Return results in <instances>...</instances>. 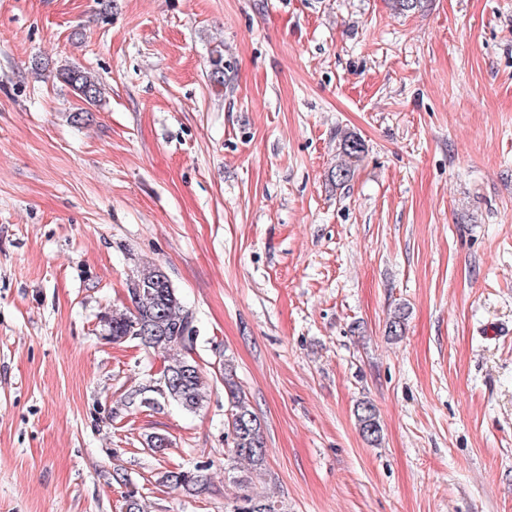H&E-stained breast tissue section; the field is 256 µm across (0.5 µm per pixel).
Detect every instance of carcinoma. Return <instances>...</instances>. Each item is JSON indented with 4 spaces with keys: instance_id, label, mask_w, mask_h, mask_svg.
I'll use <instances>...</instances> for the list:
<instances>
[{
    "instance_id": "obj_1",
    "label": "carcinoma",
    "mask_w": 512,
    "mask_h": 512,
    "mask_svg": "<svg viewBox=\"0 0 512 512\" xmlns=\"http://www.w3.org/2000/svg\"><path fill=\"white\" fill-rule=\"evenodd\" d=\"M62 79L78 97L94 105L102 100L104 89L89 73L77 68H67L60 73ZM363 140L355 133L347 132L339 141L340 161L336 164L333 178L338 186L353 181L364 159ZM128 294L133 309L109 315L103 331L113 339L126 337L137 339L143 345L167 354V364L161 379L172 385H161L159 394L163 401L173 402L183 410H198L205 398L206 380L191 357L193 350L192 315L181 300L165 272L156 265L138 270L130 279ZM224 391L228 409L224 414V441L229 460L246 467V473L238 478L242 493L236 498L230 512H281L276 502L252 490L253 476L265 466L266 450L262 425L249 400L235 381L232 362L224 360ZM355 416L365 440L375 445L381 439L382 427L375 407L368 401L357 404ZM162 483L173 488L205 490L210 478L204 468L167 471Z\"/></svg>"
}]
</instances>
